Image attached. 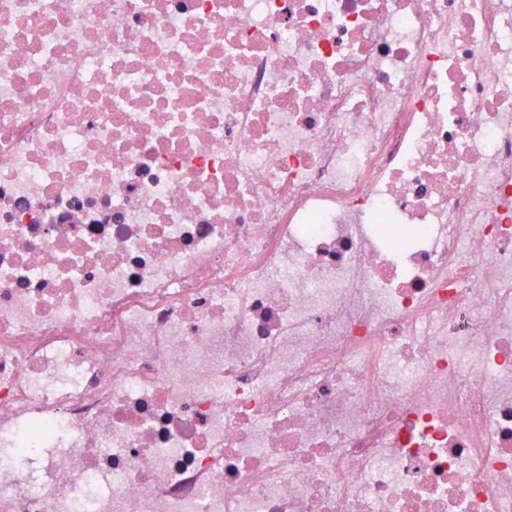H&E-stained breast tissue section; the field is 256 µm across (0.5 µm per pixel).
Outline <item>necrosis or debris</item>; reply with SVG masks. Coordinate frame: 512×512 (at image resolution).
Returning <instances> with one entry per match:
<instances>
[{"label":"necrosis or debris","instance_id":"necrosis-or-debris-1","mask_svg":"<svg viewBox=\"0 0 512 512\" xmlns=\"http://www.w3.org/2000/svg\"><path fill=\"white\" fill-rule=\"evenodd\" d=\"M0 512H512V0H0Z\"/></svg>","mask_w":512,"mask_h":512}]
</instances>
